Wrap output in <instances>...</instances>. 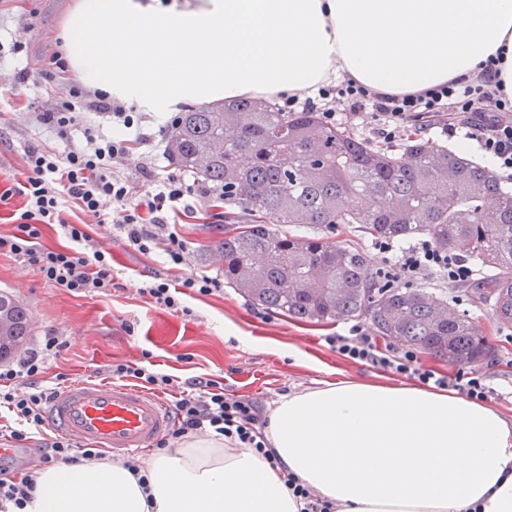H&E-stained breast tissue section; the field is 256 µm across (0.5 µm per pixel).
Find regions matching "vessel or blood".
<instances>
[{
	"mask_svg": "<svg viewBox=\"0 0 512 512\" xmlns=\"http://www.w3.org/2000/svg\"><path fill=\"white\" fill-rule=\"evenodd\" d=\"M46 420L56 433L79 445L116 455L148 450L174 423L170 404L118 381H77L58 390Z\"/></svg>",
	"mask_w": 512,
	"mask_h": 512,
	"instance_id": "1",
	"label": "vessel or blood"
}]
</instances>
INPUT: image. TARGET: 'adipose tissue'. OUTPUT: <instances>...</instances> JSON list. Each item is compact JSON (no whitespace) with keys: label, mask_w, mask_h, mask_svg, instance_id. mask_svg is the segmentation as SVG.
<instances>
[{"label":"adipose tissue","mask_w":512,"mask_h":512,"mask_svg":"<svg viewBox=\"0 0 512 512\" xmlns=\"http://www.w3.org/2000/svg\"><path fill=\"white\" fill-rule=\"evenodd\" d=\"M62 36L88 88L158 118L342 77L418 93L492 55L512 95V0H75ZM265 433L278 466L194 435L145 489L118 463L51 466L26 512H299L289 472L337 512H512V421L452 391L339 379L282 397Z\"/></svg>","instance_id":"adipose-tissue-1"}]
</instances>
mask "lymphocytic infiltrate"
Wrapping results in <instances>:
<instances>
[{"mask_svg": "<svg viewBox=\"0 0 512 512\" xmlns=\"http://www.w3.org/2000/svg\"><path fill=\"white\" fill-rule=\"evenodd\" d=\"M496 73L497 61L490 58L480 64L472 81H451L401 96L376 95L347 80L320 87L314 99L288 97L283 108L288 112L320 110L328 124L335 123L340 113L356 117L369 112L374 135L387 144L402 140L413 127L422 131L437 127L452 138L464 126L467 139L475 141L500 170L512 172V97L492 86ZM81 111L101 113L116 127V135L89 131L82 144L71 145ZM31 118L62 142L63 148L28 150L25 204L16 233L0 238V251H8L46 281L70 293L109 291L114 286L112 255L83 225L65 221V210L75 208L102 223L116 219V228L130 248L143 254L160 248L171 265H186L187 244L172 226L178 217L195 212L196 201L223 198V190L188 182L177 174L158 178L154 158L147 151L153 136L136 124L133 108L107 94L87 91L76 82H68L50 103L34 107ZM136 144L144 146V153L133 155ZM47 224L62 225L70 246L53 249L42 245V228ZM374 248L383 256L375 278L389 288L426 274H439L452 282L472 276L464 255L441 251L428 240L403 249L380 240ZM221 288L220 279L192 273L175 284L154 278L139 292L177 311L181 296H205ZM327 342L353 362L392 371L433 389L451 388L475 401L485 400L491 391L486 370L461 368L451 375L439 373L422 363L416 348L379 345L358 323L350 325L346 333L328 337ZM65 345L61 337L43 336L17 361L0 364V411L8 415L6 423H0V441L16 448L35 443L43 467L99 461L107 455L103 449L79 448L64 437L43 435L44 408L56 392L55 387L46 385L43 375L48 357L59 355ZM173 410L175 425L155 442V449L170 448L189 435L209 432L235 447L254 449L270 465H277L264 433L266 412L256 399L227 395L219 382L197 377L186 381L175 395ZM35 489L33 469L0 465V512H24Z\"/></svg>", "mask_w": 512, "mask_h": 512, "instance_id": "1", "label": "lymphocytic infiltrate"}]
</instances>
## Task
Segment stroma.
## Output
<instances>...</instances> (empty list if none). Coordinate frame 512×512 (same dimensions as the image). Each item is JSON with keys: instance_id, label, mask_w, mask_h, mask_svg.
I'll list each match as a JSON object with an SVG mask.
<instances>
[{"instance_id": "stroma-1", "label": "stroma", "mask_w": 512, "mask_h": 512, "mask_svg": "<svg viewBox=\"0 0 512 512\" xmlns=\"http://www.w3.org/2000/svg\"><path fill=\"white\" fill-rule=\"evenodd\" d=\"M72 0H0V42L23 35L27 56H6L0 73L19 69L38 71L61 38V22ZM62 85L37 80L21 88L22 103L0 97V189L12 193L0 202V237L16 230L14 210L22 206L20 193L26 151L40 146L61 149V142L31 123L25 101L45 104ZM208 201H200L195 217L175 227L187 243L190 264L171 267L162 251L142 254L129 248L110 224L74 211L70 222L84 225L87 233L112 252L115 288L107 293L72 294L47 282L9 252H0V291L11 292L31 315L34 335L55 332L67 346L47 363V381L56 374L68 380H99L101 370L113 362L152 364L158 372L178 381L195 377L219 381L225 393L250 397L272 408L283 396L341 377L379 378L403 383V376L353 363L331 348L326 339L345 332L347 322L309 324L280 313L260 312L231 287L207 295L184 297V311L150 302L138 289L148 276L178 279L192 271L223 277L224 263L208 249L224 228L213 223ZM416 287L442 292L449 312L467 314L482 326L493 352L489 404L512 420V328L499 327L489 305L475 302L471 289L431 274ZM133 332H126V325Z\"/></svg>"}]
</instances>
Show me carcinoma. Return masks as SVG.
<instances>
[{
    "label": "carcinoma",
    "instance_id": "obj_1",
    "mask_svg": "<svg viewBox=\"0 0 512 512\" xmlns=\"http://www.w3.org/2000/svg\"><path fill=\"white\" fill-rule=\"evenodd\" d=\"M167 156L239 210L210 245L224 280L251 302L300 321L365 319L382 336L453 365L490 347L468 315L427 288H381L364 249L328 240L345 224L371 240L425 237L463 249L479 268L476 297L512 327V191L446 144L409 137L388 153L317 112H283L240 98L182 113ZM31 336L26 308L0 293V359Z\"/></svg>",
    "mask_w": 512,
    "mask_h": 512
}]
</instances>
